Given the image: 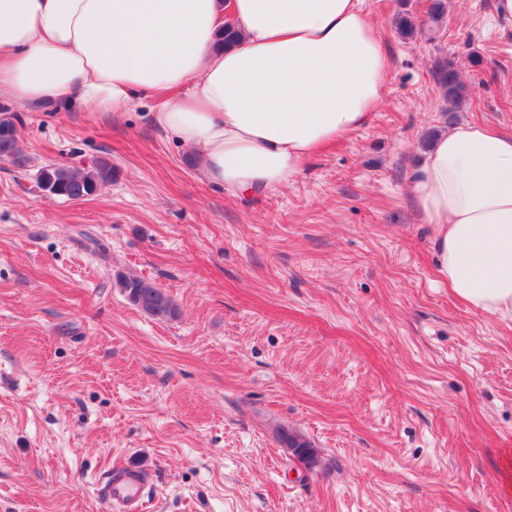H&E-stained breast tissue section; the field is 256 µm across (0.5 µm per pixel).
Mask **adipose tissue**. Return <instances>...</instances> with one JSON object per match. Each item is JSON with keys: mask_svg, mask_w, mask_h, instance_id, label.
<instances>
[{"mask_svg": "<svg viewBox=\"0 0 512 512\" xmlns=\"http://www.w3.org/2000/svg\"><path fill=\"white\" fill-rule=\"evenodd\" d=\"M387 73L362 0H0V92L102 112L160 95L157 123L238 194L290 182L366 125ZM411 192L457 298L512 314V134L454 127Z\"/></svg>", "mask_w": 512, "mask_h": 512, "instance_id": "1", "label": "adipose tissue"}]
</instances>
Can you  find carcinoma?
<instances>
[{
  "label": "carcinoma",
  "instance_id": "obj_1",
  "mask_svg": "<svg viewBox=\"0 0 512 512\" xmlns=\"http://www.w3.org/2000/svg\"><path fill=\"white\" fill-rule=\"evenodd\" d=\"M401 9L397 10L394 25L398 32L407 38L417 33L418 27L413 13L405 9L407 0H398ZM433 78L444 99L454 105L463 100L466 85L461 81L456 65L443 57L436 60ZM20 154L16 130L10 118L0 119V157L16 158ZM40 174L48 176V182L40 183L43 191L67 200H81L95 194L101 186L112 181V165L102 159L90 166L70 168L47 165ZM120 292L129 304L157 319H169L176 315V306L172 298L155 284L131 274H120L116 279ZM281 443L285 448L293 449L291 455L313 470L321 466L322 460L318 450L305 437L284 432Z\"/></svg>",
  "mask_w": 512,
  "mask_h": 512
}]
</instances>
